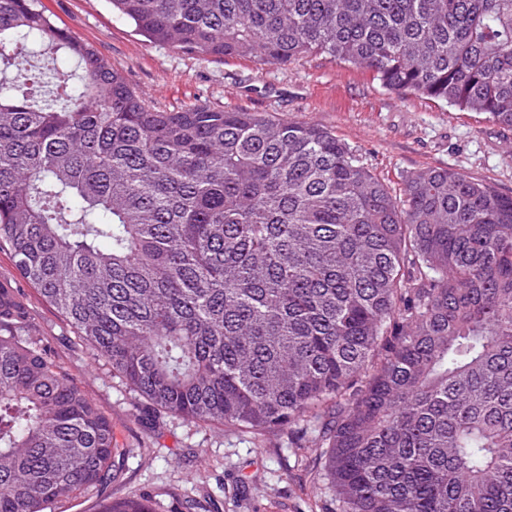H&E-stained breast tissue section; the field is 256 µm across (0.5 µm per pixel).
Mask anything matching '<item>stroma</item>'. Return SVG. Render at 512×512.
Instances as JSON below:
<instances>
[{"instance_id":"1","label":"stroma","mask_w":512,"mask_h":512,"mask_svg":"<svg viewBox=\"0 0 512 512\" xmlns=\"http://www.w3.org/2000/svg\"><path fill=\"white\" fill-rule=\"evenodd\" d=\"M57 24L94 45L150 104L177 111L191 103L262 112L334 132L392 189L411 173L443 167L491 182L512 196V129L441 102L398 95L325 56L288 66L235 58H195L147 41L107 0H42ZM0 279L24 294L55 359L85 386L112 421V445L128 449L120 477L66 512H101L143 493L154 512H184L186 498H208L209 512H334L319 475L318 449L289 445L287 434L233 426H194L149 415L138 395L84 349L0 253Z\"/></svg>"}]
</instances>
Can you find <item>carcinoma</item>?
Listing matches in <instances>:
<instances>
[{"label":"carcinoma","mask_w":512,"mask_h":512,"mask_svg":"<svg viewBox=\"0 0 512 512\" xmlns=\"http://www.w3.org/2000/svg\"><path fill=\"white\" fill-rule=\"evenodd\" d=\"M108 2L187 55L330 57L512 128V0ZM0 251L152 413L323 449L339 512H512L491 183L429 167L396 194L317 124L156 108L41 0H0ZM126 454L0 281V512L98 492Z\"/></svg>","instance_id":"obj_1"}]
</instances>
